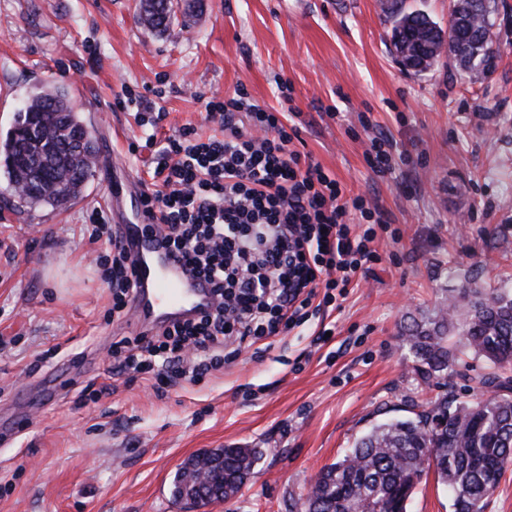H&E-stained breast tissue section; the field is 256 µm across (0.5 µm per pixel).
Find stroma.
Instances as JSON below:
<instances>
[{"mask_svg":"<svg viewBox=\"0 0 512 512\" xmlns=\"http://www.w3.org/2000/svg\"><path fill=\"white\" fill-rule=\"evenodd\" d=\"M136 4L0 0V130L32 84L64 80L99 147L60 211L19 206L0 174V512H182L179 468L225 446L260 457L209 512H288L372 425L429 397L406 326L467 283L512 287V0H494L500 56L475 84L445 57L422 74L399 65L380 0H198L161 35ZM283 79L293 149L385 213L380 264L263 357L163 397L150 372L112 378L107 244L89 242L88 213L111 209L114 182L147 178L149 134L212 135L205 99L241 87L282 109ZM126 89L167 112L161 129L118 106ZM375 138L392 156L383 177L366 160Z\"/></svg>","mask_w":512,"mask_h":512,"instance_id":"35a3bbf8","label":"stroma"}]
</instances>
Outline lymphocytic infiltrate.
<instances>
[{
    "label": "lymphocytic infiltrate",
    "mask_w": 512,
    "mask_h": 512,
    "mask_svg": "<svg viewBox=\"0 0 512 512\" xmlns=\"http://www.w3.org/2000/svg\"><path fill=\"white\" fill-rule=\"evenodd\" d=\"M205 110L223 137L201 138L188 125L161 143L147 138L160 159L142 203L177 268L209 289L211 303L189 318L130 329L112 344L113 371H139L157 359L163 387L304 325L317 288L345 296L359 272L380 262L373 243L388 229L363 199L340 204L336 178L292 150L298 131L283 113L253 104L242 88L211 96ZM351 209L360 223H348ZM88 222L90 242L104 237L112 247V320L126 323L134 261L120 232L105 236L102 210Z\"/></svg>",
    "instance_id": "obj_1"
}]
</instances>
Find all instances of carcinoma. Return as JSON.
<instances>
[{"label":"carcinoma","instance_id":"1","mask_svg":"<svg viewBox=\"0 0 512 512\" xmlns=\"http://www.w3.org/2000/svg\"><path fill=\"white\" fill-rule=\"evenodd\" d=\"M193 0H139L137 19L161 34L191 13ZM492 0H457L448 29L405 0H383L398 62L423 73L446 51L470 82L489 72L500 55L491 22ZM70 85L37 84L0 133V172L18 204L62 210L82 193L97 157L96 139L75 106ZM405 339L419 362V376L448 387L460 350L485 362L477 383L488 389L471 402L441 392L412 416L373 427L342 458L326 466L307 494L288 512H407L421 479L434 471L453 493L454 512H484L506 468L512 464V292L464 288L433 313L413 320ZM194 460L222 477L204 482L203 510L238 494L258 460L253 448H216Z\"/></svg>","mask_w":512,"mask_h":512}]
</instances>
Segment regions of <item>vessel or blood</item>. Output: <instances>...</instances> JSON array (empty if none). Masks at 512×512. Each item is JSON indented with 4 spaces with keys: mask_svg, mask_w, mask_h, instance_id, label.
<instances>
[{
    "mask_svg": "<svg viewBox=\"0 0 512 512\" xmlns=\"http://www.w3.org/2000/svg\"><path fill=\"white\" fill-rule=\"evenodd\" d=\"M141 188L129 182L115 187V199L133 201L131 217L123 229L136 261L133 306L139 323L158 325L207 307L209 292L184 276L169 259L167 250L151 229L152 219L139 203Z\"/></svg>",
    "mask_w": 512,
    "mask_h": 512,
    "instance_id": "1",
    "label": "vessel or blood"
}]
</instances>
